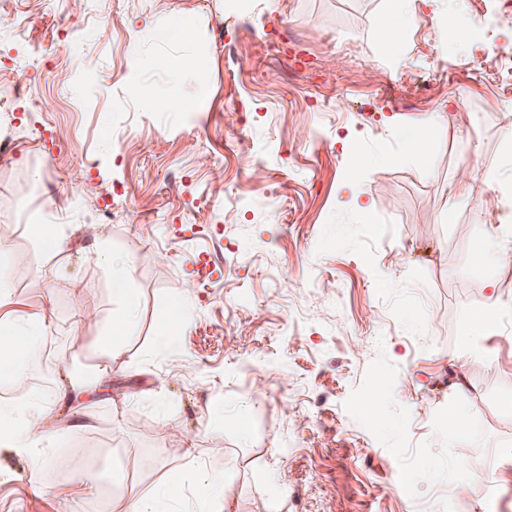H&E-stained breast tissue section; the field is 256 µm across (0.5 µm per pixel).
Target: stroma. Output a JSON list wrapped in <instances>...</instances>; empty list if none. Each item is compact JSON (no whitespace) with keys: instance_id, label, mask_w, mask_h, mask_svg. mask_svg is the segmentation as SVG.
I'll list each match as a JSON object with an SVG mask.
<instances>
[{"instance_id":"stroma-1","label":"stroma","mask_w":512,"mask_h":512,"mask_svg":"<svg viewBox=\"0 0 512 512\" xmlns=\"http://www.w3.org/2000/svg\"><path fill=\"white\" fill-rule=\"evenodd\" d=\"M395 8L0 0V96L27 90L0 120V309L52 322L0 398L42 393L58 434L38 491L31 454L0 447V512H126L146 489L197 512L204 481L230 512H512V318L468 333L489 277L512 300V273L469 263L476 225L512 207L489 189L440 220L463 177L512 182V0H411L397 48L376 38ZM447 11L471 28L443 46ZM431 113L424 165L403 130ZM113 190L130 206L98 219ZM116 271L137 334L113 352ZM176 309L169 353L155 330ZM80 363L99 375L78 393ZM79 469L95 481L77 490Z\"/></svg>"}]
</instances>
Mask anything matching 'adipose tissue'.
<instances>
[{"instance_id": "1", "label": "adipose tissue", "mask_w": 512, "mask_h": 512, "mask_svg": "<svg viewBox=\"0 0 512 512\" xmlns=\"http://www.w3.org/2000/svg\"><path fill=\"white\" fill-rule=\"evenodd\" d=\"M475 267L494 266L496 270L512 269V225L503 224L487 234L482 247L473 256ZM112 297L119 305L118 313L112 319V329L108 338L109 346L119 348L129 337L134 336L135 296L132 288L120 273L112 275ZM47 326V318L39 312L24 316L7 312L0 315V357L11 363L8 375L17 379L24 374L26 359L37 352L38 338ZM50 406L41 397H32L27 410L0 400V423L14 425L10 434L0 433V444L7 443L19 451L32 448L53 447L57 434L41 428L40 423L49 413Z\"/></svg>"}]
</instances>
